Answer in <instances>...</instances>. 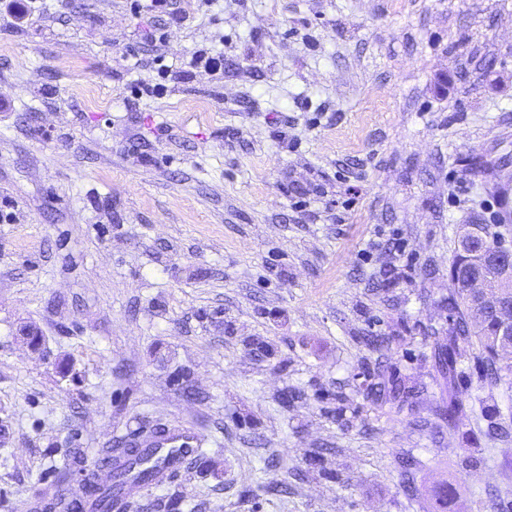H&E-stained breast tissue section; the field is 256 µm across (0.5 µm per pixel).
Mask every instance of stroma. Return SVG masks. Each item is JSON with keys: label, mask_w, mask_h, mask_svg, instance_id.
I'll return each mask as SVG.
<instances>
[{"label": "stroma", "mask_w": 512, "mask_h": 512, "mask_svg": "<svg viewBox=\"0 0 512 512\" xmlns=\"http://www.w3.org/2000/svg\"><path fill=\"white\" fill-rule=\"evenodd\" d=\"M173 6L0 22V512L159 422L206 443L130 512H512V382L435 364L458 227L512 201V0ZM133 4V11L135 14H140L141 11H147V12H154L158 13V17L161 16H167L168 20L173 24L182 25L187 21L189 16H186V14L183 11H173L171 10V0H146V1H139L134 0ZM140 2H149L145 5H142ZM182 68L186 73L198 70L218 73L224 70V54L211 48L198 49L186 58Z\"/></svg>", "instance_id": "obj_1"}]
</instances>
